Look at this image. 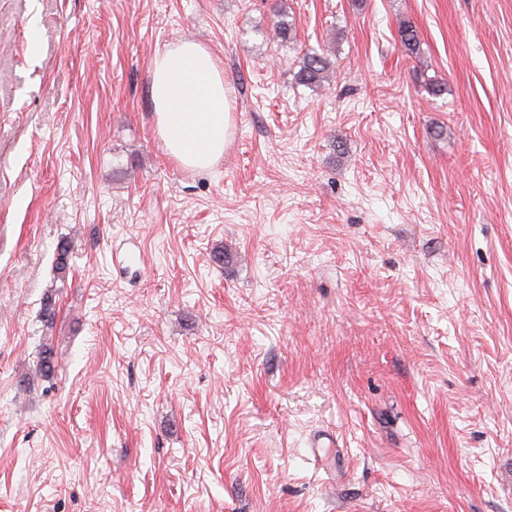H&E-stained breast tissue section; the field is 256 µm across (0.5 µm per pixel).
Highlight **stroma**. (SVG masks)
Here are the masks:
<instances>
[{"label":"stroma","instance_id":"obj_1","mask_svg":"<svg viewBox=\"0 0 512 512\" xmlns=\"http://www.w3.org/2000/svg\"><path fill=\"white\" fill-rule=\"evenodd\" d=\"M282 2L0 0V512H512V0ZM151 96L157 133L183 167L207 170L223 156L233 134L231 86L213 54L180 40L152 63ZM327 67V60L317 52L307 53L302 68L298 73V80L306 85L317 84L323 78V73Z\"/></svg>","mask_w":512,"mask_h":512}]
</instances>
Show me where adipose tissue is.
<instances>
[{
  "label": "adipose tissue",
  "mask_w": 512,
  "mask_h": 512,
  "mask_svg": "<svg viewBox=\"0 0 512 512\" xmlns=\"http://www.w3.org/2000/svg\"><path fill=\"white\" fill-rule=\"evenodd\" d=\"M157 133L183 167L206 170L224 155L233 134L231 86L210 50L180 40L152 63Z\"/></svg>",
  "instance_id": "1"
}]
</instances>
